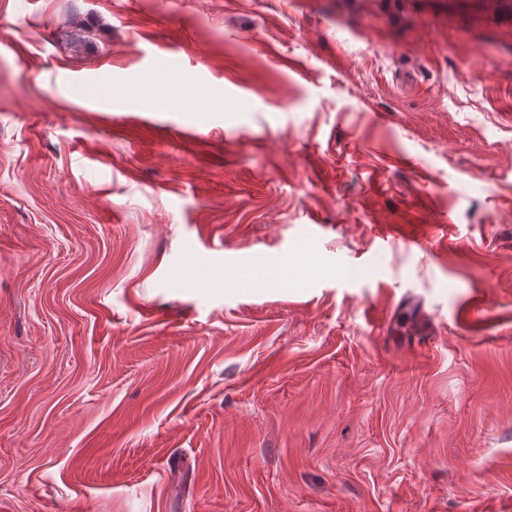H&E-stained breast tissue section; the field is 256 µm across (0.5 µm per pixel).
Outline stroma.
Returning a JSON list of instances; mask_svg holds the SVG:
<instances>
[{
    "label": "stroma",
    "instance_id": "stroma-1",
    "mask_svg": "<svg viewBox=\"0 0 512 512\" xmlns=\"http://www.w3.org/2000/svg\"><path fill=\"white\" fill-rule=\"evenodd\" d=\"M0 512H512V0H0Z\"/></svg>",
    "mask_w": 512,
    "mask_h": 512
}]
</instances>
